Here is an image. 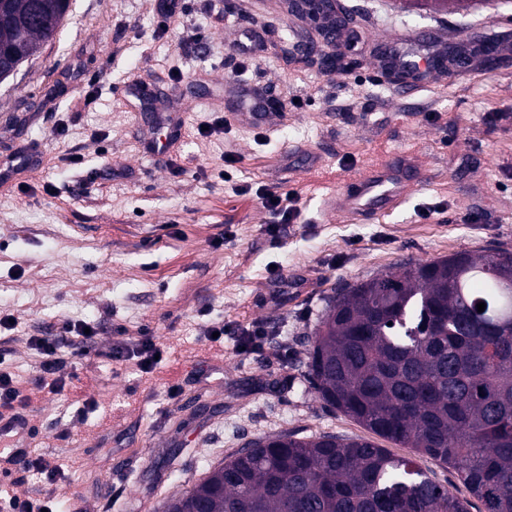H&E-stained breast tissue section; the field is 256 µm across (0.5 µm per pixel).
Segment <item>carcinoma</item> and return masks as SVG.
Instances as JSON below:
<instances>
[{
	"label": "carcinoma",
	"instance_id": "obj_1",
	"mask_svg": "<svg viewBox=\"0 0 512 512\" xmlns=\"http://www.w3.org/2000/svg\"><path fill=\"white\" fill-rule=\"evenodd\" d=\"M473 0H403L450 13ZM70 0H5L0 54L52 43ZM485 303L484 312L477 304ZM318 397L372 434L452 468L484 512H512V250L456 252L340 289L309 353ZM469 512L410 458L367 438L281 433L169 499L163 512Z\"/></svg>",
	"mask_w": 512,
	"mask_h": 512
}]
</instances>
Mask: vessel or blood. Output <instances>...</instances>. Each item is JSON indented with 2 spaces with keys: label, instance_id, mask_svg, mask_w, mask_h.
Wrapping results in <instances>:
<instances>
[{
  "label": "vessel or blood",
  "instance_id": "b4317fda",
  "mask_svg": "<svg viewBox=\"0 0 512 512\" xmlns=\"http://www.w3.org/2000/svg\"><path fill=\"white\" fill-rule=\"evenodd\" d=\"M426 179V172L409 155H399L394 162L348 181L336 194V211L351 219L376 216L396 207Z\"/></svg>",
  "mask_w": 512,
  "mask_h": 512
}]
</instances>
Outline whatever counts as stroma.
<instances>
[{
	"label": "stroma",
	"mask_w": 512,
	"mask_h": 512,
	"mask_svg": "<svg viewBox=\"0 0 512 512\" xmlns=\"http://www.w3.org/2000/svg\"><path fill=\"white\" fill-rule=\"evenodd\" d=\"M361 18L357 65L321 72L289 51L317 41L285 0H188L162 28L154 0H71L53 43L0 83V161L35 162L0 183V355L29 397L27 447L62 464L56 486L20 474L22 497L76 500L82 512H162L172 496L252 441L366 431L315 393L306 365L334 289L408 261L512 249V5L468 16L401 12L394 0H343ZM265 30L242 65L238 30ZM478 37L506 65L473 64L410 92L376 56L385 37ZM244 79L287 100L277 125L253 127L229 88ZM177 93L187 114L168 141L138 95ZM224 129L201 137V125ZM409 153L426 184L397 209L352 222L323 210L359 172ZM295 197L278 237L254 191ZM98 324L61 349L69 386L32 385V336L63 320ZM260 323L264 349L233 331ZM229 327L223 342L210 327ZM152 337L163 360L107 357ZM96 402L88 415L83 403Z\"/></svg>",
	"instance_id": "1"
}]
</instances>
